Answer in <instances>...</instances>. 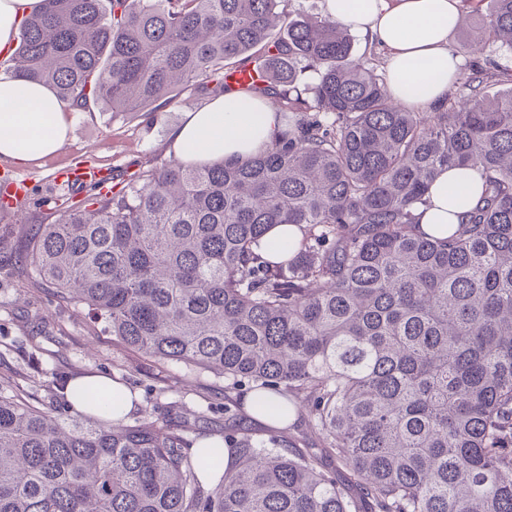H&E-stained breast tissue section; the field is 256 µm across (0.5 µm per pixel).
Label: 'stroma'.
I'll use <instances>...</instances> for the list:
<instances>
[{
    "instance_id": "35a3bbf8",
    "label": "stroma",
    "mask_w": 512,
    "mask_h": 512,
    "mask_svg": "<svg viewBox=\"0 0 512 512\" xmlns=\"http://www.w3.org/2000/svg\"><path fill=\"white\" fill-rule=\"evenodd\" d=\"M481 16L464 0L461 22L448 36L450 50L462 63L495 58L512 65V52L493 46L485 52L467 53L469 30ZM201 101L185 91L177 103L157 104L151 112H75L63 147L38 164L20 165L0 159V180L26 186L21 210L0 213V227L37 223L45 200L56 196L64 203L82 199L77 188L57 180L59 173L76 167L94 168L102 174L130 178L151 168L157 158H169L168 139L184 113L197 110ZM24 238L10 235L0 245V376L36 398L62 406L54 393L57 375L71 372L106 374L121 379L140 397L139 407L161 420L179 415L191 435L224 421L221 380L173 363L144 359L127 351L111 332L83 307L58 300L49 291L20 287L15 259ZM39 348L42 364L32 367L29 354Z\"/></svg>"
}]
</instances>
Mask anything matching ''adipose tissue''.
Instances as JSON below:
<instances>
[{"instance_id":"1","label":"adipose tissue","mask_w":512,"mask_h":512,"mask_svg":"<svg viewBox=\"0 0 512 512\" xmlns=\"http://www.w3.org/2000/svg\"><path fill=\"white\" fill-rule=\"evenodd\" d=\"M460 0H323L325 14L384 50L388 92L409 110L446 103L459 60L448 50V35L459 20ZM70 117L63 101L46 85L0 76V158L35 164L64 144ZM281 123L264 99L229 91L186 113L170 134L174 156L186 164L234 161L259 154L278 136ZM481 180L466 167L442 170L418 212L421 233L445 238L478 204ZM112 388L124 398L113 419L131 413L135 392L103 374L72 383L68 402L88 412L86 387Z\"/></svg>"}]
</instances>
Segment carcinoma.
<instances>
[{
	"label": "carcinoma",
	"instance_id": "1",
	"mask_svg": "<svg viewBox=\"0 0 512 512\" xmlns=\"http://www.w3.org/2000/svg\"><path fill=\"white\" fill-rule=\"evenodd\" d=\"M283 0H43L12 76L78 112L145 111L236 85L284 131L234 162L163 159L23 228L22 284L84 305L121 344L224 379V427L192 451L177 417L56 412L0 384V512H512V68H473L455 102L394 105L326 15ZM474 43L512 50V0ZM481 177L459 230L417 210L444 167ZM302 226L293 250L262 244ZM308 409L288 438L235 417L243 387Z\"/></svg>",
	"mask_w": 512,
	"mask_h": 512
}]
</instances>
